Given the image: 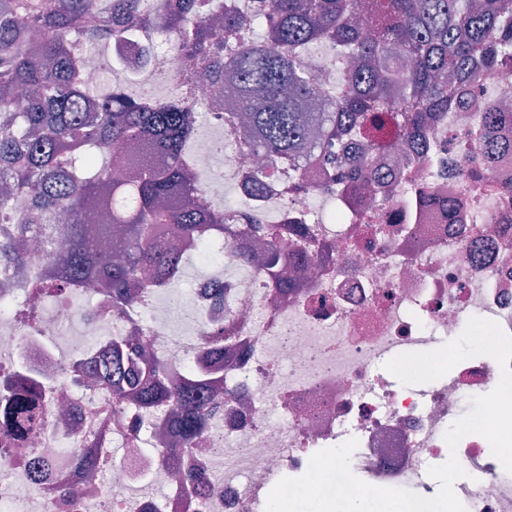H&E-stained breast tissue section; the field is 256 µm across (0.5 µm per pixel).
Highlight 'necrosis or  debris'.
<instances>
[{
    "instance_id": "1",
    "label": "necrosis or debris",
    "mask_w": 512,
    "mask_h": 512,
    "mask_svg": "<svg viewBox=\"0 0 512 512\" xmlns=\"http://www.w3.org/2000/svg\"><path fill=\"white\" fill-rule=\"evenodd\" d=\"M472 112L465 102L427 127L429 147L450 162L468 159L467 175L395 165L392 191L355 204L342 222L310 224L317 244L288 291L252 266L229 288L218 278L199 279L172 306L156 289H143L129 323L93 288L79 289L90 300L85 308L75 304L78 294L46 298L38 290L40 263L19 286L0 287V381L22 364L48 373L52 401L27 444L0 437V512H260L273 478L303 475L313 454L352 437V470L368 484L433 497L438 486L428 470L453 454L479 474L454 484L466 512H512V476L489 455L488 441L469 434L452 450L444 439L462 400L498 385V363L471 357L423 388L378 369L397 355L440 348L474 317L512 335V108L496 117L500 149L488 158L473 155L482 128ZM203 127L190 156L204 189L232 178L246 214L263 221L311 210L320 171L307 170L301 184L281 173L253 197L242 174L257 163L237 148L238 127L220 112L206 113ZM21 299L33 318L7 313ZM135 322L174 374L191 361L224 377V400L200 451L175 467L184 477L209 475L201 494L182 493L171 470L155 466L154 491L133 492L129 463L110 454L115 439L129 444L135 434L113 410L111 389L87 383L81 366ZM214 327L238 343L222 359L202 351ZM228 446L239 451L229 466ZM48 453L64 465L31 485L30 462ZM80 456L96 461L92 480Z\"/></svg>"
}]
</instances>
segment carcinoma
Instances as JSON below:
<instances>
[{
  "label": "carcinoma",
  "instance_id": "obj_1",
  "mask_svg": "<svg viewBox=\"0 0 512 512\" xmlns=\"http://www.w3.org/2000/svg\"><path fill=\"white\" fill-rule=\"evenodd\" d=\"M133 17L171 35L191 63L175 97L78 81L72 44L81 39L96 51L122 43L139 35ZM214 20L228 44L212 39ZM315 46L340 73L328 93L299 64ZM508 60L512 0H0V225H16L0 234V266L23 276L35 256L25 250L29 229L47 227L63 250L46 256L45 287L93 284L127 318L141 301L132 288L143 272L149 287L169 288L200 242L216 258L212 240L258 228L238 224L239 208L214 206L186 161L198 89H212V105L242 127L246 150L263 156L248 181L280 168L301 177L318 163L340 221L345 203L370 197L352 170L378 165L381 134H396L405 164L434 165L435 156L416 149L430 118L453 108L458 88L476 89ZM132 146L140 151L132 179L111 176ZM282 252L272 235L258 254L277 285L288 281ZM204 341L212 353L233 349L219 329ZM108 352L112 360L88 376L112 388V408L167 409L178 447L161 449V464L193 451L224 380L206 366L176 376L126 336ZM33 388L22 398L1 385L0 401L15 418L28 414L45 399L40 384Z\"/></svg>",
  "mask_w": 512,
  "mask_h": 512
}]
</instances>
